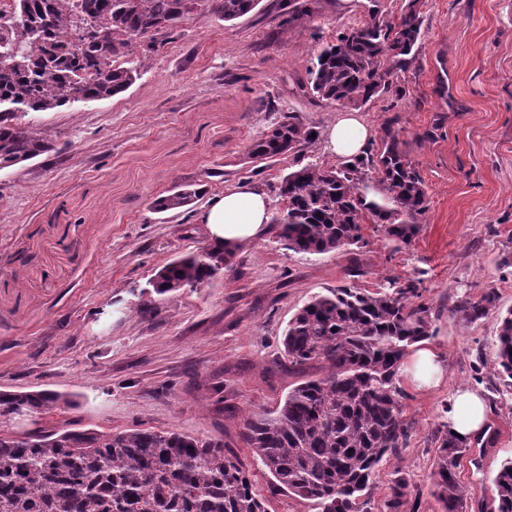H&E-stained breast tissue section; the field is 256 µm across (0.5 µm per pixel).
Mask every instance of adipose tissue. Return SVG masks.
<instances>
[{"instance_id":"adipose-tissue-1","label":"adipose tissue","mask_w":512,"mask_h":512,"mask_svg":"<svg viewBox=\"0 0 512 512\" xmlns=\"http://www.w3.org/2000/svg\"><path fill=\"white\" fill-rule=\"evenodd\" d=\"M374 137L373 127L355 112L338 113L325 132L327 152L346 162L364 156ZM271 219L270 199L253 183H240L214 197L198 216L217 244L236 246L260 238ZM401 375L416 389L440 384L444 375L438 351L425 343L413 346L404 360ZM488 407L482 394L472 388L455 390L448 399L444 423L461 442H469L485 429Z\"/></svg>"}]
</instances>
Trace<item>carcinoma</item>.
Returning <instances> with one entry per match:
<instances>
[{
    "instance_id": "1",
    "label": "carcinoma",
    "mask_w": 512,
    "mask_h": 512,
    "mask_svg": "<svg viewBox=\"0 0 512 512\" xmlns=\"http://www.w3.org/2000/svg\"><path fill=\"white\" fill-rule=\"evenodd\" d=\"M260 0H8L0 7V168L49 149L37 132L12 124L17 112H47L77 101L110 99L126 91L137 68L117 60L132 54L128 33L170 29L194 16L219 13L239 19ZM280 33L307 28L308 3L282 7ZM85 27L101 41L75 54L71 43ZM420 0H405L396 16L371 9L369 18L321 46L306 77L305 96L361 107L401 89L394 76L416 57L421 37ZM314 128L294 113L252 140L251 161L272 162L311 146ZM379 174L382 203L365 201L360 184ZM200 191L179 189L153 201L159 212L192 204ZM279 239L297 254L321 255L361 248L362 224L371 217L389 238L408 244L427 210L424 182L407 143L388 124L381 148L338 168L309 163L278 185ZM232 246L209 243L173 259L150 282L163 295L197 288L224 271ZM420 280L375 291L340 286L312 296L288 321L283 355L303 379L269 416L248 419L240 438L257 463L289 494L319 512H369L372 476L380 463L407 447L412 423L402 410L399 369L407 349L433 336L429 308L416 305ZM495 290L474 301L463 297L452 313L472 323L497 315L492 370L512 387V309L500 311ZM315 373L310 374L308 370ZM75 407L70 394L50 390L0 391V414L23 406L42 414ZM434 471L444 512H469L468 494L454 471L467 444L438 428ZM410 483L395 478L386 512H403ZM477 512H512V460L494 480L491 504ZM0 512H266L246 467L222 439H199L174 430L38 428L0 429Z\"/></svg>"
}]
</instances>
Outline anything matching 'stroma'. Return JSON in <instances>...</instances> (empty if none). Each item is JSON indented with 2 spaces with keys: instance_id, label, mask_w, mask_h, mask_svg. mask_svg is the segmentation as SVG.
Here are the masks:
<instances>
[{
  "instance_id": "35a3bbf8",
  "label": "stroma",
  "mask_w": 512,
  "mask_h": 512,
  "mask_svg": "<svg viewBox=\"0 0 512 512\" xmlns=\"http://www.w3.org/2000/svg\"><path fill=\"white\" fill-rule=\"evenodd\" d=\"M278 0L227 22L217 13L164 32L153 50L126 58L138 79L113 98L16 113L48 152L0 169V389L76 395L46 414L103 432L177 430L221 438L248 469L267 512H316L273 485L239 440L299 380L281 354L289 319L314 294L420 280L442 354L439 388H405L409 445L377 469L370 512H382L395 475L419 496L416 512H443L432 440L449 395L482 391L496 433L479 462L455 472L472 498L490 499L512 459V388L478 368L495 354L497 320L471 324L451 312L461 296L496 290L512 307V0H423L416 59L397 84L362 107L375 129L395 120L425 182L428 209L409 246L364 222L360 250L309 256L283 249L279 227L237 247L224 273L197 288L159 295L149 285L171 259L209 240L197 216L225 188L248 180L275 195L282 177L330 162L322 140L266 164L249 142L296 113L324 132L341 105L293 94L323 41L362 23L371 6L398 14L402 0H313L307 30L272 39ZM434 128L433 139L418 135ZM202 189L188 207L152 202L175 186ZM154 317L142 314L143 308Z\"/></svg>"
}]
</instances>
